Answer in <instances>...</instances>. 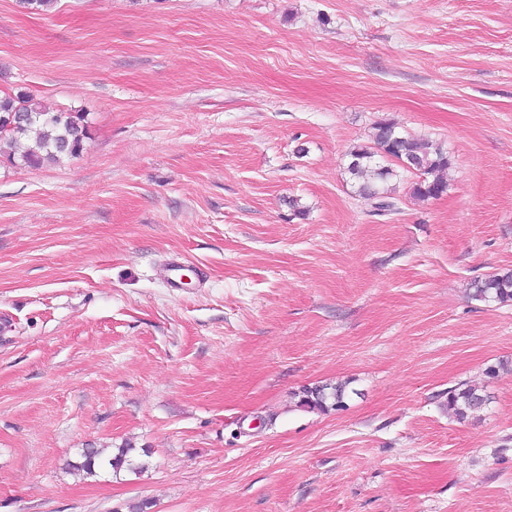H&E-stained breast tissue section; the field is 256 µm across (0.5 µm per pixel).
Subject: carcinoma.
I'll use <instances>...</instances> for the list:
<instances>
[{"label": "carcinoma", "mask_w": 512, "mask_h": 512, "mask_svg": "<svg viewBox=\"0 0 512 512\" xmlns=\"http://www.w3.org/2000/svg\"><path fill=\"white\" fill-rule=\"evenodd\" d=\"M88 139L90 128L83 112L49 109L26 91L0 96V157L11 163L18 159L29 167H40L77 157ZM371 140L372 145L349 153L347 173L358 195L371 204L375 213H398V199L388 190V183L399 169L418 174L412 193L420 200L440 198L447 192L444 173L451 166V158L441 145L427 138L403 135L393 121L386 119L373 123ZM471 297L484 303L512 302V269L474 281ZM345 387L344 383L306 387L300 403L311 410L339 407ZM487 403V395L479 386L461 383L448 389V410L460 420L481 412ZM131 451L125 445L107 457L103 448H83L74 468L88 476L97 475L106 466L116 470L126 467L134 472L146 469V464L131 459Z\"/></svg>", "instance_id": "obj_1"}]
</instances>
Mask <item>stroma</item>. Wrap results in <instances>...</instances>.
<instances>
[{"label": "stroma", "instance_id": "stroma-1", "mask_svg": "<svg viewBox=\"0 0 512 512\" xmlns=\"http://www.w3.org/2000/svg\"><path fill=\"white\" fill-rule=\"evenodd\" d=\"M20 90L91 137L0 160V512H512V303L469 294L512 268V0H0ZM381 119L447 194L357 196ZM345 383L334 385H315L305 387L302 391L300 403L311 410L324 411L330 407H340L343 403ZM488 403L480 386L461 383L448 389V410L460 420L475 416ZM116 452L111 456H105L106 448L88 447L80 450L79 462L74 465L77 471L85 473L87 476H96L97 471L106 466L111 469H121L126 466L133 472H141L146 469V464L135 462L130 457V452L133 450L128 445L115 448Z\"/></svg>", "mask_w": 512, "mask_h": 512}]
</instances>
